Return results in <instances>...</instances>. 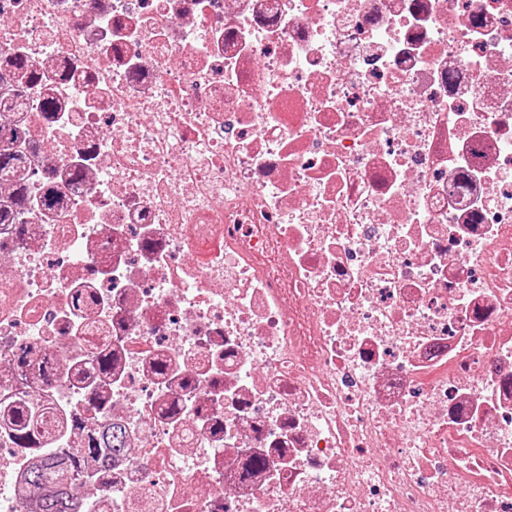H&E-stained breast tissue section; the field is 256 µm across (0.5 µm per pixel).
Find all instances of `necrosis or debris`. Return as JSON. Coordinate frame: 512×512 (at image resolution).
Segmentation results:
<instances>
[{
	"label": "necrosis or debris",
	"instance_id": "obj_1",
	"mask_svg": "<svg viewBox=\"0 0 512 512\" xmlns=\"http://www.w3.org/2000/svg\"><path fill=\"white\" fill-rule=\"evenodd\" d=\"M0 129V402L66 422L0 512L112 423L74 512H512V0H0ZM125 445L124 434L121 427L112 426L108 429L106 442L104 435L100 436L97 431L88 437L84 448H76L75 454L68 455L69 465L60 469L55 456L44 457L39 464L31 467L26 474V483L31 491L42 494L47 484L53 480H68L70 473L84 467L85 462L101 461L104 455L121 453Z\"/></svg>",
	"mask_w": 512,
	"mask_h": 512
}]
</instances>
